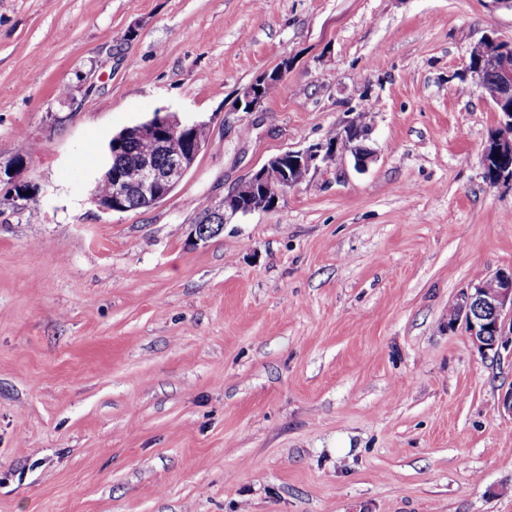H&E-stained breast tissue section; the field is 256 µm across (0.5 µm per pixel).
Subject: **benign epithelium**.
Listing matches in <instances>:
<instances>
[{
	"label": "benign epithelium",
	"mask_w": 512,
	"mask_h": 512,
	"mask_svg": "<svg viewBox=\"0 0 512 512\" xmlns=\"http://www.w3.org/2000/svg\"><path fill=\"white\" fill-rule=\"evenodd\" d=\"M481 54L477 61L466 62L471 85L489 100L498 114L496 134L484 152L512 158V43L487 34L481 38ZM264 101L257 87L245 88L239 99L240 109L253 111ZM203 121L182 120L166 113L125 130V140L147 141L154 153L137 159L139 177L129 182L108 167L100 177L112 183L108 197L94 195L92 201L105 211H129L140 204L153 205L165 198L193 166L206 142L195 137ZM349 124L336 134L333 142H319L299 150H288L270 158L245 179L261 197L250 204L242 202L240 191L232 189L213 205L210 222L224 225L238 214L246 215L263 209L272 210L288 189L305 180L311 170L336 159L338 146L345 143ZM453 317L448 327L463 325L473 343L482 352L498 355L501 351L512 356V269L499 270L463 291L452 307Z\"/></svg>",
	"instance_id": "obj_1"
}]
</instances>
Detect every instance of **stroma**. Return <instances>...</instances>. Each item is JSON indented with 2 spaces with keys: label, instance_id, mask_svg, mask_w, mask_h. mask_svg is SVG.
I'll return each mask as SVG.
<instances>
[{
  "label": "stroma",
  "instance_id": "stroma-1",
  "mask_svg": "<svg viewBox=\"0 0 512 512\" xmlns=\"http://www.w3.org/2000/svg\"><path fill=\"white\" fill-rule=\"evenodd\" d=\"M490 0H0V512H512V359L448 325L512 268L496 116L464 77ZM250 112L241 91L281 61ZM368 109L365 171H311L195 241L197 202ZM210 140L105 212L112 134Z\"/></svg>",
  "mask_w": 512,
  "mask_h": 512
}]
</instances>
